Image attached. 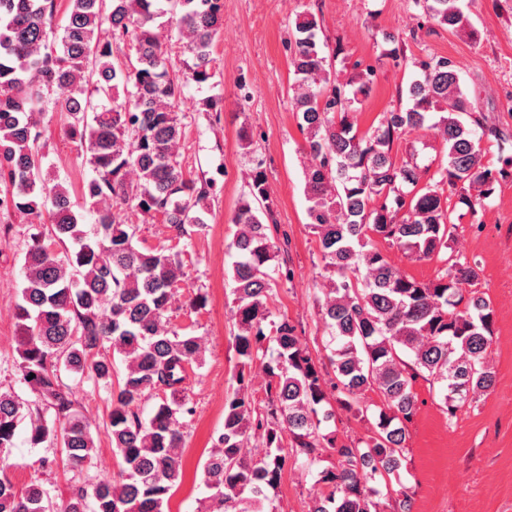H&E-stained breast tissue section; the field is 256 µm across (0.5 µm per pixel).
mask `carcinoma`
I'll return each mask as SVG.
<instances>
[{"label":"carcinoma","instance_id":"carcinoma-1","mask_svg":"<svg viewBox=\"0 0 512 512\" xmlns=\"http://www.w3.org/2000/svg\"><path fill=\"white\" fill-rule=\"evenodd\" d=\"M418 3L450 32L470 26L464 0ZM69 4L58 31L56 0H0V210L50 224L30 237L16 311L18 365L37 401L26 412L16 393L0 391V456L14 447L30 414V443L60 437L66 469L83 471L96 445L59 372L110 388L119 360L125 373L110 392L108 436L121 479H100L90 493L72 490L63 512H165L181 482L184 419L194 412L187 368L202 364L203 347L200 337L170 327L173 290L183 276L178 255L140 250L137 225L119 211L159 218L179 236L206 223L210 182L187 174L179 160L180 103L185 87L215 76L212 48L224 0ZM318 30L311 13L296 21L290 66L293 111L311 156L307 216L328 282L319 314L330 335L329 369L312 360L288 318L271 320L277 279L289 282L292 272L282 270L281 247L268 234L274 207L257 161L232 219L238 370L224 399L223 431L203 464L210 512H274L272 495L293 465L316 473L324 486L309 512H412L408 494L383 501L372 483L403 466L415 380L438 385L451 417L495 384L488 360L493 309L476 288V265L452 250L448 199L456 195L470 208L466 186L478 185L484 198L494 193L508 172L482 163L480 141L505 133L476 111L461 88L459 63L448 56L418 61L410 104L359 133L353 113L375 71L368 66L341 79ZM172 31L189 56L178 76L162 41ZM49 111L68 114L65 135L93 171L82 187L96 224L92 238L68 187L43 176L38 116ZM425 125L444 146L426 182L415 162L392 156L394 141ZM381 242L440 262L434 280L401 274ZM258 362L270 377L262 407L249 394ZM371 393L379 404L370 403ZM335 403L364 420L373 412L370 435L338 447L320 433ZM252 434L267 448L260 459L244 452ZM328 450L337 462L321 469ZM0 512L55 510L49 490L33 484L20 491L3 473Z\"/></svg>","mask_w":512,"mask_h":512}]
</instances>
